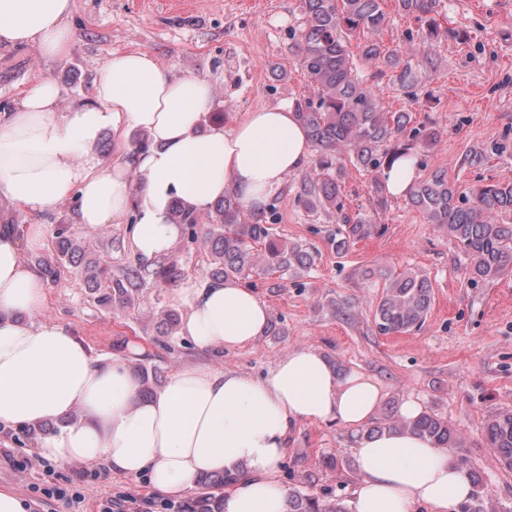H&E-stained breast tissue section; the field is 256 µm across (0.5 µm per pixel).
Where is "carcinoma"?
<instances>
[{
	"instance_id": "1",
	"label": "carcinoma",
	"mask_w": 512,
	"mask_h": 512,
	"mask_svg": "<svg viewBox=\"0 0 512 512\" xmlns=\"http://www.w3.org/2000/svg\"><path fill=\"white\" fill-rule=\"evenodd\" d=\"M302 27L291 31L300 65L314 97L294 102L315 156L312 168L302 176L297 202L311 216H336V233L331 238L336 252L343 253L357 241L377 230L371 214L349 216L343 212L344 180L348 166L372 175L373 213L388 206V192L382 171L393 161L410 154L415 147L431 149L441 136L423 123H415L410 112L384 110L379 88L359 78L357 62L384 64L394 81L411 86L414 72L397 50H387L375 41L351 51V37L378 33L389 22L382 0H299ZM406 13L428 16L426 37L438 34L432 13L439 0H397ZM409 204L424 214L430 224L448 232L469 260L471 283L491 281L512 274V183L482 185L463 194L448 183L447 175L434 172L417 179L406 193ZM268 213L247 215L241 203L226 197L217 202L211 224L199 227V214L173 202L174 222L193 243L201 244L208 256L211 276L248 278L261 271L301 277L314 266V257L297 242L283 240L272 232L277 208ZM54 253L38 262L42 275L51 281L61 277L75 257L84 251L70 224H59L54 231ZM182 271L175 264L151 273L158 283L173 284ZM382 293L375 304L374 320L380 333H406L421 326L431 309L433 286L419 271L379 272ZM85 284L98 293L103 304L128 305L133 302L134 281L144 278L132 269L122 278H113L108 266L99 261L82 268ZM393 429L429 438L441 448H461L463 443L448 421L429 412L415 419L402 417L394 407L368 433ZM484 434L496 449L501 465L512 470V408L506 407L486 423ZM236 473L204 476L199 479L204 492L194 504L195 512H224L222 490L234 484ZM288 512H351L345 500L319 499L294 492L288 497Z\"/></svg>"
}]
</instances>
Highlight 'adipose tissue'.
I'll use <instances>...</instances> for the list:
<instances>
[{
  "label": "adipose tissue",
  "mask_w": 512,
  "mask_h": 512,
  "mask_svg": "<svg viewBox=\"0 0 512 512\" xmlns=\"http://www.w3.org/2000/svg\"><path fill=\"white\" fill-rule=\"evenodd\" d=\"M72 8V0H0V45L66 58ZM212 97L203 79L169 77L140 50L112 54L93 101L65 112L57 83L41 79L0 117V200L34 213L73 201L76 224L90 234L133 215L132 251L153 265L181 235L172 200L204 213L233 197L258 212L310 159L289 105L207 127ZM131 129L148 134L147 149L128 146ZM107 130L119 157L105 166L94 147ZM46 238L43 224L31 225L23 243L10 225L0 226V427L61 421L37 437L41 456L103 461L116 474L148 475L171 495L187 492L199 476L237 469L224 512H288L279 480L288 435L298 423L330 421L353 438L360 473L353 512H458L469 499L471 480L449 449L412 433L368 436L380 386L362 373L338 374L311 347L288 352L262 377L186 365L142 398L133 370L139 351L95 360L67 325L45 316V284L22 248L44 246ZM173 300L182 309L181 335L203 351L245 347L270 325L266 303L235 278L187 281Z\"/></svg>",
  "instance_id": "adipose-tissue-1"
}]
</instances>
